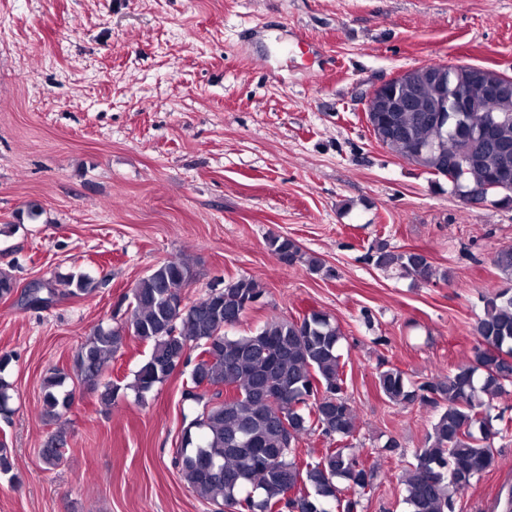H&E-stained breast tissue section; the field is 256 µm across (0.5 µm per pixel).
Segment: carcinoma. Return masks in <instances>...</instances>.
Listing matches in <instances>:
<instances>
[{"instance_id":"cac0c4a2","label":"carcinoma","mask_w":512,"mask_h":512,"mask_svg":"<svg viewBox=\"0 0 512 512\" xmlns=\"http://www.w3.org/2000/svg\"><path fill=\"white\" fill-rule=\"evenodd\" d=\"M470 67L447 71L448 87L470 82ZM502 117L501 137L512 143V96L489 112L464 113L463 135L476 132L489 120ZM379 142L400 158L420 147L432 150L423 166L443 174L442 163L460 158L451 174L456 188L488 187L487 195L512 202V150L492 147L479 154L464 149L462 135L447 127L432 128L421 112L377 113ZM269 250L288 265L305 264L312 271L321 262L282 236L268 240ZM505 285L485 301L477 317V343L472 357L437 382L407 386L404 373L388 368L378 373V388L392 403L432 407L424 447L414 454L405 483L409 512H456L454 493L463 491L495 462L494 439L512 429V418L491 416L492 402L512 385V246L493 256ZM375 264L396 267L405 276L424 282L437 270L423 253L395 252L381 246ZM193 279L192 267L180 258L163 262L132 289L133 307L122 327L97 326L77 348L73 374L51 373L43 380L41 419L59 422L73 402L66 381L75 378L87 388H103L101 400L111 401L119 386L102 381L108 364L132 336L150 348L136 371L132 388L138 398L163 383L182 364L186 353L197 351L189 388L202 389V407L183 428L176 465L188 489L200 498L229 506L236 512H279L286 490L296 489L298 512H355L357 501L344 499L337 486L343 480L361 491L371 486L372 474L358 456L343 448H326L315 459L300 461L296 450L308 433L321 430L328 438L347 440L357 432L356 414L346 395L345 363L339 353L343 339L338 325L318 311L302 320L271 319L243 336H230L248 303L263 296L252 278L229 282L216 293L173 307ZM59 293L90 294L93 279L59 281ZM500 426L493 425V420ZM43 462L61 460L59 439L48 437Z\"/></svg>"}]
</instances>
